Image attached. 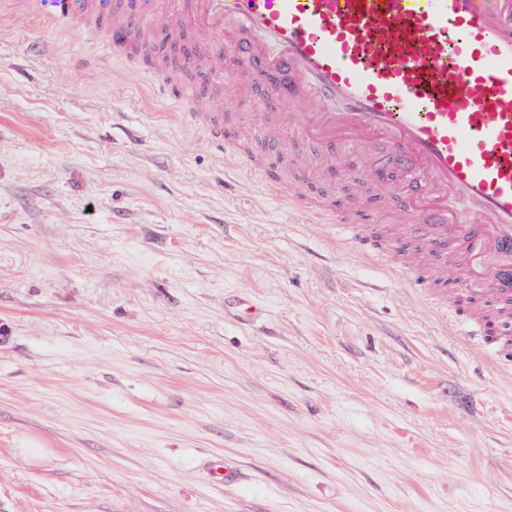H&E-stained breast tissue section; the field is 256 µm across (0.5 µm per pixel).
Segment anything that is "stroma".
Masks as SVG:
<instances>
[{
	"mask_svg": "<svg viewBox=\"0 0 512 512\" xmlns=\"http://www.w3.org/2000/svg\"><path fill=\"white\" fill-rule=\"evenodd\" d=\"M143 66L0 25V512H512L471 305L222 161Z\"/></svg>",
	"mask_w": 512,
	"mask_h": 512,
	"instance_id": "obj_1",
	"label": "stroma"
}]
</instances>
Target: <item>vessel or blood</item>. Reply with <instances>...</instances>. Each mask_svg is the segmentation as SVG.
Masks as SVG:
<instances>
[{"label": "vessel or blood", "mask_w": 512, "mask_h": 512, "mask_svg": "<svg viewBox=\"0 0 512 512\" xmlns=\"http://www.w3.org/2000/svg\"><path fill=\"white\" fill-rule=\"evenodd\" d=\"M4 12L154 45L153 70L180 40L197 74H247L258 98L247 126L301 179L225 131L222 98L194 112L181 77L155 90L187 105L217 155L308 216L352 225L356 244H378L381 214L424 240L419 287L512 299V0H0ZM351 155L373 196L310 193V178Z\"/></svg>", "instance_id": "vessel-or-blood-1"}]
</instances>
